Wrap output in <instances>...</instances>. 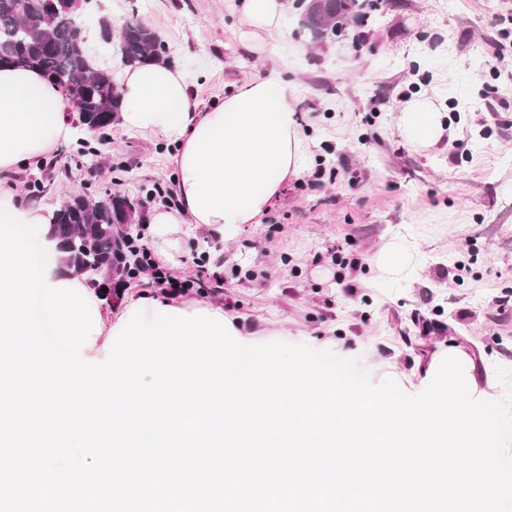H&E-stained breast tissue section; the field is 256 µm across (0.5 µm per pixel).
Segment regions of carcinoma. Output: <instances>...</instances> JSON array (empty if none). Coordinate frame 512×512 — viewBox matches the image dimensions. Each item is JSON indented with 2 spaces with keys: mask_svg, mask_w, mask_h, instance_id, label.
Returning <instances> with one entry per match:
<instances>
[{
  "mask_svg": "<svg viewBox=\"0 0 512 512\" xmlns=\"http://www.w3.org/2000/svg\"><path fill=\"white\" fill-rule=\"evenodd\" d=\"M316 13L301 18V28L315 42L366 18L368 0H317ZM0 0V62L36 68L67 96L78 94V124L91 132L112 126L121 106L119 91L110 68L92 71L75 27L83 0ZM157 32L132 20L118 29L122 58L128 64L164 61L157 53ZM135 207L127 197L109 194L94 200L77 195L54 210L50 237L60 244L66 265L76 273L99 274L117 267L118 241L127 233H113L115 224L132 221Z\"/></svg>",
  "mask_w": 512,
  "mask_h": 512,
  "instance_id": "cac0c4a2",
  "label": "carcinoma"
}]
</instances>
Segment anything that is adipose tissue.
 <instances>
[{
    "instance_id": "ef3b65f1",
    "label": "adipose tissue",
    "mask_w": 512,
    "mask_h": 512,
    "mask_svg": "<svg viewBox=\"0 0 512 512\" xmlns=\"http://www.w3.org/2000/svg\"><path fill=\"white\" fill-rule=\"evenodd\" d=\"M282 0H238L253 39L275 30ZM119 126L129 133L160 132L177 147V208L156 207L147 231L164 261L182 245L183 225L206 226L228 237L251 224L280 195L283 183L305 171L307 144L278 74L249 80L213 108L201 109L176 66L145 62L119 77ZM73 105L35 70L0 69V169L32 168L73 134ZM399 127L411 143L435 146L445 131L442 105L429 97L406 103Z\"/></svg>"
}]
</instances>
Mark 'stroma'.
Wrapping results in <instances>:
<instances>
[{"instance_id":"stroma-1","label":"stroma","mask_w":512,"mask_h":512,"mask_svg":"<svg viewBox=\"0 0 512 512\" xmlns=\"http://www.w3.org/2000/svg\"><path fill=\"white\" fill-rule=\"evenodd\" d=\"M114 24L149 23L185 73L194 99L221 103L247 80L278 72L310 145L306 174L255 224L231 239L188 228L175 271L193 276L203 253H221L223 294L211 297L235 320L240 343L282 341L359 358L373 383L394 379L408 395L431 359L465 350L478 391L504 398L496 367L512 369V0H384L368 26L312 43L287 8L262 48L241 36L231 0H104ZM503 47L498 60L486 48ZM499 95L486 108L483 86ZM442 102L446 133L424 149L398 126L401 105ZM94 160L76 140L58 144L55 167L0 175L37 207L118 193L144 198L176 180L177 147L164 135L117 127ZM335 179L310 187L317 164ZM283 232H276V225ZM412 255L401 275L374 264L385 245ZM348 263L337 267L334 252Z\"/></svg>"}]
</instances>
